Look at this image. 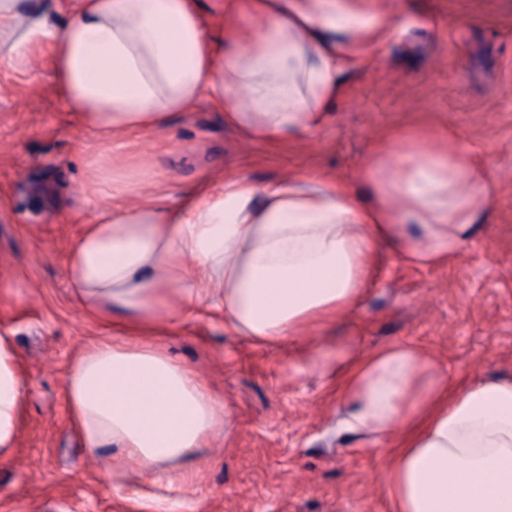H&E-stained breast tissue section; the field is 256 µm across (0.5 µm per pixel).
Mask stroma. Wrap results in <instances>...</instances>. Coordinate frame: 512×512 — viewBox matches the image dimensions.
<instances>
[{"instance_id": "35a3bbf8", "label": "stroma", "mask_w": 512, "mask_h": 512, "mask_svg": "<svg viewBox=\"0 0 512 512\" xmlns=\"http://www.w3.org/2000/svg\"><path fill=\"white\" fill-rule=\"evenodd\" d=\"M392 3L398 32L380 61L352 75L329 125L277 151L226 127L205 99L118 149L72 117L46 55L0 67V336L23 384L0 512H140L160 491L132 481L113 493L66 398L73 357L107 333L74 303L66 254L110 188L135 209L177 203L229 169L259 183L309 169L348 177L402 123L447 127L488 153L497 206L486 227L445 265L384 256L363 305L308 344H257L205 319L165 336L227 407L182 494L192 512H388L387 450L337 433L342 403L308 367L312 346L408 344L454 380L512 377V0Z\"/></svg>"}]
</instances>
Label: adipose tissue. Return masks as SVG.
Listing matches in <instances>:
<instances>
[{"label": "adipose tissue", "instance_id": "ef3b65f1", "mask_svg": "<svg viewBox=\"0 0 512 512\" xmlns=\"http://www.w3.org/2000/svg\"><path fill=\"white\" fill-rule=\"evenodd\" d=\"M212 36L199 0H0V66L40 50L70 112L101 138L166 128L205 98L225 126L270 147L322 129L349 72L396 33L389 0H221ZM260 20L242 27L240 10ZM482 152L447 132L400 126L376 138L352 177L312 170L263 184L235 172L174 205L112 203L69 255L74 298L109 329L69 367L71 419L118 471L189 487L225 407L158 343L177 324L219 319L260 344L340 323L377 262L455 258L495 207ZM334 376L340 430L386 445L391 512H512V377L449 381L410 345L318 351ZM16 351L0 336V455L21 403Z\"/></svg>", "mask_w": 512, "mask_h": 512}]
</instances>
